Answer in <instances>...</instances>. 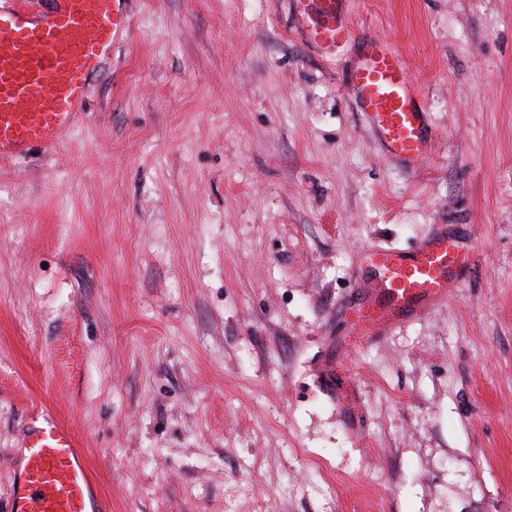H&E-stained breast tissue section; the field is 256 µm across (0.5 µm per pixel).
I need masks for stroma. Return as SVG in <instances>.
I'll list each match as a JSON object with an SVG mask.
<instances>
[{"label":"stroma","instance_id":"1","mask_svg":"<svg viewBox=\"0 0 512 512\" xmlns=\"http://www.w3.org/2000/svg\"><path fill=\"white\" fill-rule=\"evenodd\" d=\"M346 7L405 56L416 172L291 0H131L58 153L0 160V512L42 413L105 512H512V0ZM440 232L448 299L346 343L369 249ZM82 339L69 330H62L54 336L52 355L55 364L62 371L78 369L82 361Z\"/></svg>","mask_w":512,"mask_h":512}]
</instances>
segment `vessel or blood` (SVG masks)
Returning a JSON list of instances; mask_svg holds the SVG:
<instances>
[{
    "label": "vessel or blood",
    "instance_id": "1",
    "mask_svg": "<svg viewBox=\"0 0 512 512\" xmlns=\"http://www.w3.org/2000/svg\"><path fill=\"white\" fill-rule=\"evenodd\" d=\"M129 0H38V10L0 4V158L31 149L55 153L74 130L90 81L129 34ZM346 0H294V22L326 55L358 52L348 89L387 152L409 172L433 147L434 131L417 98L403 54L384 38L356 32ZM371 288L338 312L352 342L383 335L447 297L470 256L437 235L418 249L369 251ZM82 339L60 331L55 364L78 369ZM11 512H99L84 451L61 422H36L15 469Z\"/></svg>",
    "mask_w": 512,
    "mask_h": 512
}]
</instances>
